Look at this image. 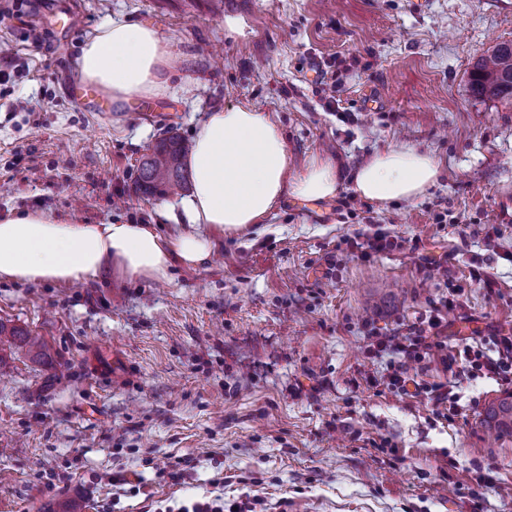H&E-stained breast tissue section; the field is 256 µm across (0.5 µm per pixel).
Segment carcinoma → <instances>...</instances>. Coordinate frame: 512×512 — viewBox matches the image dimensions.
I'll list each match as a JSON object with an SVG mask.
<instances>
[{"instance_id": "carcinoma-1", "label": "carcinoma", "mask_w": 512, "mask_h": 512, "mask_svg": "<svg viewBox=\"0 0 512 512\" xmlns=\"http://www.w3.org/2000/svg\"><path fill=\"white\" fill-rule=\"evenodd\" d=\"M470 91L477 99L497 100L512 104V44L502 41L488 50L473 65L470 73ZM189 146L177 136H169L156 143L143 161L136 188L146 195L164 194L182 189L187 184L184 159ZM33 357L44 355L45 343L31 331L10 326L0 321V337ZM481 424L494 432L496 439L512 438V393L494 399L486 408Z\"/></svg>"}]
</instances>
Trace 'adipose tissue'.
<instances>
[{
	"label": "adipose tissue",
	"instance_id": "adipose-tissue-1",
	"mask_svg": "<svg viewBox=\"0 0 512 512\" xmlns=\"http://www.w3.org/2000/svg\"><path fill=\"white\" fill-rule=\"evenodd\" d=\"M82 78L110 94L115 109L167 90L173 54L159 32L135 21H112L86 41ZM192 192L183 200L188 226L163 234L148 224H88L47 210L0 218V282H86L105 270L168 280L174 265L201 267L213 252L211 232L237 234L263 223L285 196L305 201L335 196V159L313 155L291 173L286 141L269 115L249 103L211 112L189 155ZM442 173L436 157L414 146L374 154L353 172V190L378 204L412 200Z\"/></svg>",
	"mask_w": 512,
	"mask_h": 512
}]
</instances>
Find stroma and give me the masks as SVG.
<instances>
[{"label": "stroma", "instance_id": "35a3bbf8", "mask_svg": "<svg viewBox=\"0 0 512 512\" xmlns=\"http://www.w3.org/2000/svg\"><path fill=\"white\" fill-rule=\"evenodd\" d=\"M113 20L156 27L175 76L94 112L70 93L75 62ZM509 40L512 0H0V217L40 208L171 233L163 211L182 197L137 192L140 158L242 102L279 125L292 170L328 151L344 175L332 199L288 196L264 223L213 233V261L168 282L0 283V320L48 350L35 363L0 343V512L71 499L167 512L218 496L254 512H512V442L490 444L481 425L501 385L407 362L419 383L455 384L459 415H438L389 387L390 360L369 355L362 328L407 330L451 295L447 319L466 331L449 345L490 354L492 335L512 332V224L495 216L512 187V104L468 86ZM404 145L439 158L437 184L413 201L357 198L350 173ZM370 224L404 249L350 250Z\"/></svg>", "mask_w": 512, "mask_h": 512}]
</instances>
